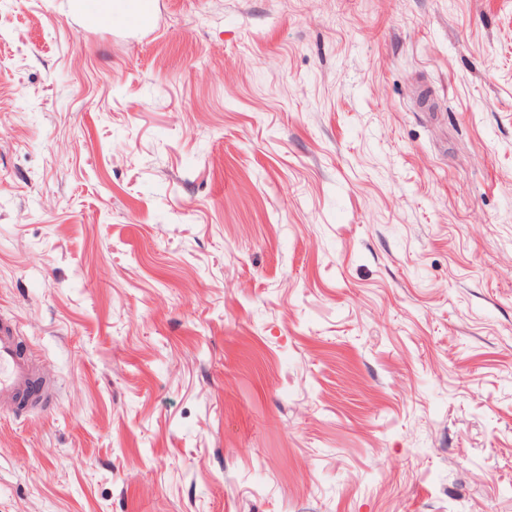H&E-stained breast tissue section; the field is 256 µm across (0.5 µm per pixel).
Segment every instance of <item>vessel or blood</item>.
I'll use <instances>...</instances> for the list:
<instances>
[{"mask_svg": "<svg viewBox=\"0 0 512 512\" xmlns=\"http://www.w3.org/2000/svg\"><path fill=\"white\" fill-rule=\"evenodd\" d=\"M112 0H79L85 20L93 25H109ZM132 28H149L155 14V0H126ZM35 361L21 350V331L9 318L0 317V410L23 411L32 399L31 391L40 382Z\"/></svg>", "mask_w": 512, "mask_h": 512, "instance_id": "b4317fda", "label": "vessel or blood"}]
</instances>
